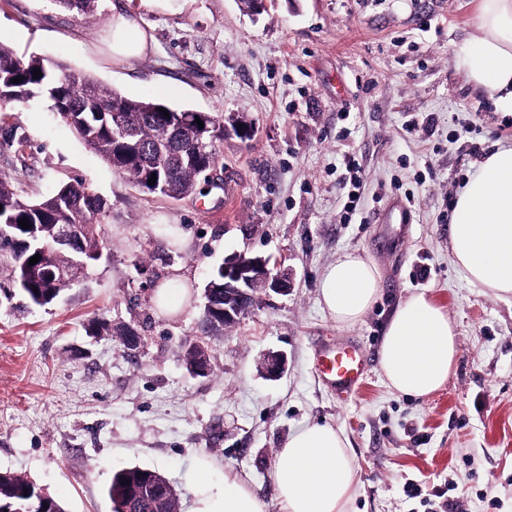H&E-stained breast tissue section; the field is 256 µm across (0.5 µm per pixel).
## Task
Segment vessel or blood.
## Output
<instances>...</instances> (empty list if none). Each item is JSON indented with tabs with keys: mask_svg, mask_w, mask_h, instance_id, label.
I'll return each mask as SVG.
<instances>
[{
	"mask_svg": "<svg viewBox=\"0 0 512 512\" xmlns=\"http://www.w3.org/2000/svg\"><path fill=\"white\" fill-rule=\"evenodd\" d=\"M410 220L411 210L408 205L396 200L388 207L380 230L386 237L398 240L408 232ZM314 368L331 391L345 398L361 389L367 373V361L357 345L343 342L329 347L320 346Z\"/></svg>",
	"mask_w": 512,
	"mask_h": 512,
	"instance_id": "obj_1",
	"label": "vessel or blood"
}]
</instances>
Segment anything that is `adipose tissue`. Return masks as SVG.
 I'll return each instance as SVG.
<instances>
[{
    "label": "adipose tissue",
    "mask_w": 512,
    "mask_h": 512,
    "mask_svg": "<svg viewBox=\"0 0 512 512\" xmlns=\"http://www.w3.org/2000/svg\"><path fill=\"white\" fill-rule=\"evenodd\" d=\"M455 66L495 111L512 116V0H478L473 32L457 49ZM451 251L475 285L512 294V147L489 154L459 189L453 205ZM371 261L342 253L322 274L324 311L340 325L360 322L380 295ZM456 332L444 309L423 292L400 303L381 344V370L390 389L426 397L447 381L458 356ZM193 512H266L248 482L203 456L195 465ZM278 512H348L357 467L343 433L310 423L292 434L271 468Z\"/></svg>",
    "instance_id": "adipose-tissue-1"
}]
</instances>
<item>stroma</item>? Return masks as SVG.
Segmentation results:
<instances>
[{"instance_id":"obj_1","label":"stroma","mask_w":512,"mask_h":512,"mask_svg":"<svg viewBox=\"0 0 512 512\" xmlns=\"http://www.w3.org/2000/svg\"><path fill=\"white\" fill-rule=\"evenodd\" d=\"M477 0H103L84 22L52 0H0V43L17 55L66 62L132 99L242 120L226 129L204 188L183 199L145 194L115 175L51 110L49 100L0 104V175L29 198L85 179L109 199L96 262L50 305H32L0 258V470L33 483L65 512H109L113 474H164L191 512L197 456L237 471L277 512L274 455L306 424L341 430L358 469L350 512H425L446 484L455 512H512V294L470 284L453 262L452 201L492 151L512 146V118L495 112L453 61L472 31ZM134 21L147 48L112 51V21ZM433 114L431 134L407 132ZM362 169L360 211L344 222ZM413 197L407 236L388 243L379 219ZM354 251L380 270V296L342 326L319 304L318 281ZM285 256L288 294L259 293L251 314L205 335L204 287L232 254ZM431 274L420 278V267ZM186 278L191 307L154 309L155 288ZM447 312L459 356L444 386L414 398L391 390L380 368L385 325L409 294ZM105 322L89 333L91 320ZM134 329L135 352L118 331ZM204 341L207 375L190 374L185 342ZM359 344L368 379L338 400L316 377L324 342ZM283 354L277 378L266 354ZM419 497L406 494L408 484Z\"/></svg>"}]
</instances>
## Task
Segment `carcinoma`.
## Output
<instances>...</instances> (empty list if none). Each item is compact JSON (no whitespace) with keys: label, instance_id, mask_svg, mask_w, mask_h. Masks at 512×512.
Wrapping results in <instances>:
<instances>
[{"label":"carcinoma","instance_id":"carcinoma-1","mask_svg":"<svg viewBox=\"0 0 512 512\" xmlns=\"http://www.w3.org/2000/svg\"><path fill=\"white\" fill-rule=\"evenodd\" d=\"M55 5L84 20L97 18L100 0H53ZM41 70L34 78L33 70ZM19 77L21 82L12 79ZM39 93L53 105L67 104L69 111L58 113L76 136L112 168L119 177L141 189L151 175L156 184L150 190L171 198L192 194L198 178L217 161L216 145L196 144L177 131L176 110L154 100L129 98L101 83L91 75L63 61L40 55L19 57L0 44V94L9 103H26ZM168 110L163 114L160 109ZM119 113L124 123L120 135L112 125V114ZM0 252L10 254L14 282L33 305L46 306L72 286L70 281L47 283L38 270L45 263L80 268L88 252L99 251L103 244L101 225L96 219L112 209V202L93 199V192L80 179L61 185L53 194L29 199L17 193L10 182L0 177ZM27 219L37 225L32 235L18 221ZM57 224H71L76 240L62 248L54 238ZM40 255L31 265L29 259ZM156 471L132 466L115 472L106 489L110 512H154L160 487ZM130 480L127 485L121 479ZM0 512H64L53 498L42 494L25 478L10 471L0 473Z\"/></svg>","mask_w":512,"mask_h":512}]
</instances>
